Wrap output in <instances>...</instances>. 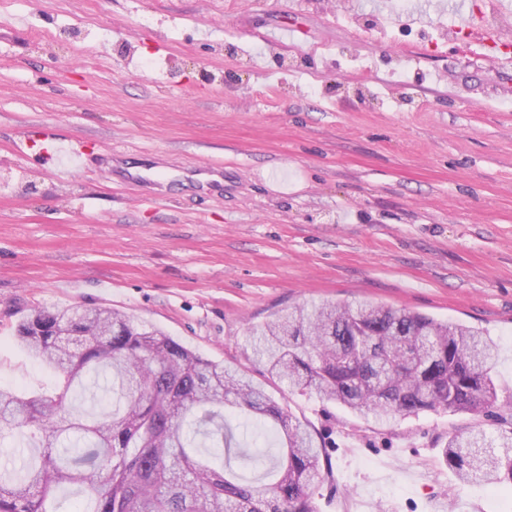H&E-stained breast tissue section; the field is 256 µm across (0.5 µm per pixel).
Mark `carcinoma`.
I'll return each instance as SVG.
<instances>
[{"instance_id": "cac0c4a2", "label": "carcinoma", "mask_w": 512, "mask_h": 512, "mask_svg": "<svg viewBox=\"0 0 512 512\" xmlns=\"http://www.w3.org/2000/svg\"><path fill=\"white\" fill-rule=\"evenodd\" d=\"M20 344L58 379L50 395L0 389V433L29 454L0 468V512H60L57 492L75 485L74 512H317L330 468L307 424L238 369L207 360L162 331L112 310L36 311L17 325ZM253 361L292 390L310 391L377 422L439 409L478 417L498 399L497 344L483 332L385 304L297 306L252 330ZM107 369L112 407L81 411L70 397ZM279 427L276 456L246 481L230 462L224 407ZM498 447L481 429L448 434L445 460L463 483L512 489V429Z\"/></svg>"}]
</instances>
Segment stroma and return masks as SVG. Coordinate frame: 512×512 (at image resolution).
<instances>
[{
  "instance_id": "1",
  "label": "stroma",
  "mask_w": 512,
  "mask_h": 512,
  "mask_svg": "<svg viewBox=\"0 0 512 512\" xmlns=\"http://www.w3.org/2000/svg\"><path fill=\"white\" fill-rule=\"evenodd\" d=\"M0 0V387L51 388L16 326L106 308L248 370L308 422L331 477L318 512H512L459 483L451 431L512 428V70L390 0ZM306 41L273 42L289 20ZM81 142L61 179L17 158L18 130ZM161 152L165 197L116 187L102 158ZM223 166L203 199L178 165ZM368 300L477 328L500 347L499 404L390 424L268 380L249 329L281 309Z\"/></svg>"
}]
</instances>
